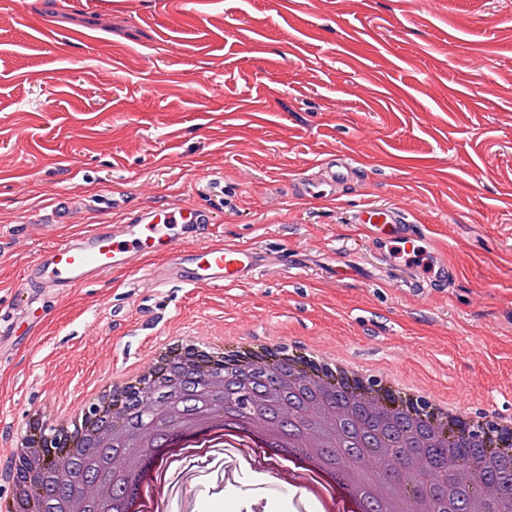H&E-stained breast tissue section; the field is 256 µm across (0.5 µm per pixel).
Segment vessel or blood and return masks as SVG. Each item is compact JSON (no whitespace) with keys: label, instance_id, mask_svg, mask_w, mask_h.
<instances>
[{"label":"vessel or blood","instance_id":"obj_1","mask_svg":"<svg viewBox=\"0 0 512 512\" xmlns=\"http://www.w3.org/2000/svg\"><path fill=\"white\" fill-rule=\"evenodd\" d=\"M357 170L346 155L324 162L317 176L302 178L299 190L326 195L348 185ZM354 221L380 245H395L400 254L414 258L421 250L423 233L408 207L356 210ZM214 219L209 210L190 204L160 201L138 211L124 224H89L80 231L43 245L25 270L14 294L18 307L29 304L30 288H75L111 275L134 273L148 258L165 259L176 278L188 286L231 285L250 279L263 257L255 249L237 244L202 243ZM199 239L186 250L187 239Z\"/></svg>","mask_w":512,"mask_h":512}]
</instances>
